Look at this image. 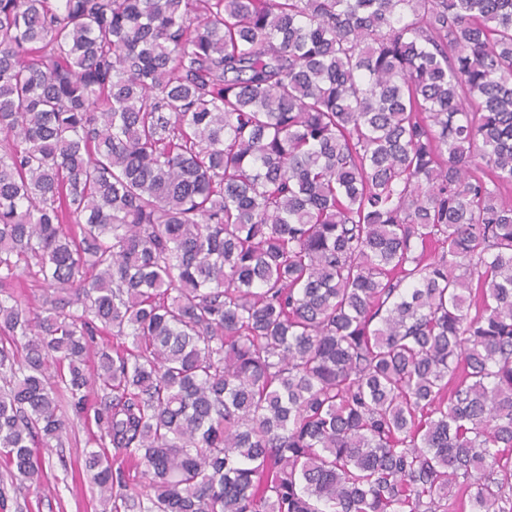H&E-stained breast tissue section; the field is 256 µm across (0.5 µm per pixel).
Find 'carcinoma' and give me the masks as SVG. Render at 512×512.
Instances as JSON below:
<instances>
[{"label":"carcinoma","mask_w":512,"mask_h":512,"mask_svg":"<svg viewBox=\"0 0 512 512\" xmlns=\"http://www.w3.org/2000/svg\"><path fill=\"white\" fill-rule=\"evenodd\" d=\"M511 189L512 0H0L7 476L512 512ZM16 275L15 291L22 294V298L34 311H39L42 304V288L38 286L32 275L23 266L17 270Z\"/></svg>","instance_id":"obj_1"}]
</instances>
